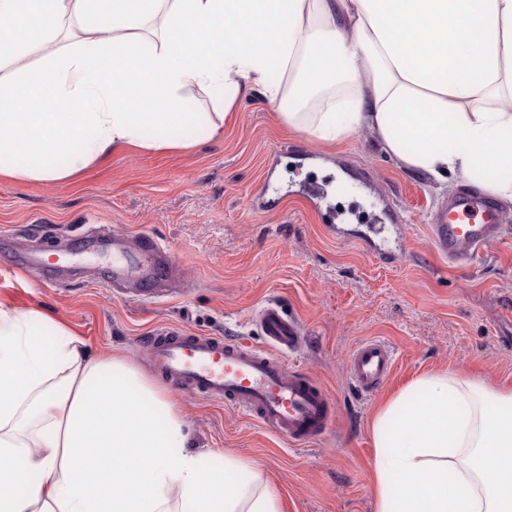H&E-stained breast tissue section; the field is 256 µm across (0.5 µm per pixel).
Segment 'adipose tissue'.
<instances>
[{
  "instance_id": "obj_1",
  "label": "adipose tissue",
  "mask_w": 512,
  "mask_h": 512,
  "mask_svg": "<svg viewBox=\"0 0 512 512\" xmlns=\"http://www.w3.org/2000/svg\"><path fill=\"white\" fill-rule=\"evenodd\" d=\"M251 92L306 139L512 203V0H0V177L222 137ZM371 437L373 512H512V389L427 371ZM190 441L126 357L0 302V512H280L262 467Z\"/></svg>"
}]
</instances>
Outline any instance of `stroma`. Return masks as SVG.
Returning a JSON list of instances; mask_svg holds the SVG:
<instances>
[{
	"mask_svg": "<svg viewBox=\"0 0 512 512\" xmlns=\"http://www.w3.org/2000/svg\"><path fill=\"white\" fill-rule=\"evenodd\" d=\"M315 182L338 223H320L299 195ZM448 189L406 170L371 140L338 145L289 133L259 94L240 99L222 138L185 150L128 148L70 182L0 178V233L34 240L53 253L58 240L90 231L122 238L152 235L180 266L164 297L120 294L105 281L108 254L75 256V273L0 280V302L41 310L75 330L90 351L129 357L152 374L142 337L178 326L264 343L259 314L287 305L303 345L284 362L317 378L335 405L330 431L306 448L242 411L169 388L192 426L196 450L212 466L234 451L263 466L281 512H372L375 450L370 422L380 401L416 375L444 366L512 388L510 239L473 267L453 270L435 248L432 211ZM389 261L367 240L387 248ZM394 348L393 377L364 399L346 362L361 341Z\"/></svg>",
	"mask_w": 512,
	"mask_h": 512,
	"instance_id": "35a3bbf8",
	"label": "stroma"
}]
</instances>
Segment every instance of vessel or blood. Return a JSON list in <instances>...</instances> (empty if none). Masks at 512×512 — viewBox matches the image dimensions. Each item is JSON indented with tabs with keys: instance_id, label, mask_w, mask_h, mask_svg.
Instances as JSON below:
<instances>
[{
	"instance_id": "vessel-or-blood-1",
	"label": "vessel or blood",
	"mask_w": 512,
	"mask_h": 512,
	"mask_svg": "<svg viewBox=\"0 0 512 512\" xmlns=\"http://www.w3.org/2000/svg\"><path fill=\"white\" fill-rule=\"evenodd\" d=\"M505 220L493 197L462 188L437 207L430 233L449 267H468L503 239ZM73 247L111 251L110 285L142 289L150 296L175 269L170 253L148 235L132 241L106 233L86 235ZM260 328L261 348L188 330H158L145 342L154 371L175 388L239 409L292 445L309 444L332 426L333 402L317 379L288 367L280 357L302 342L288 310L269 304ZM395 363L390 344L368 338L351 351L346 373L354 388L370 395L390 379Z\"/></svg>"
}]
</instances>
